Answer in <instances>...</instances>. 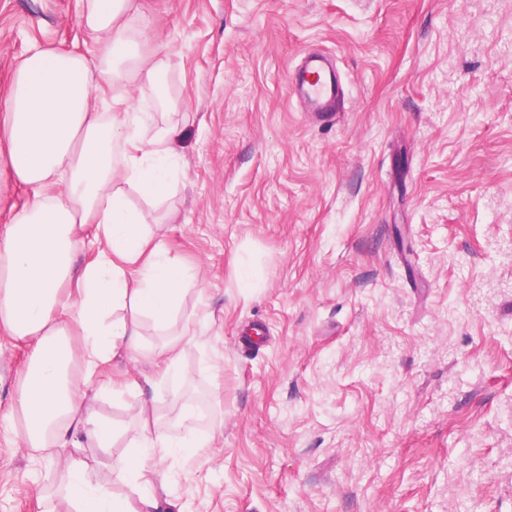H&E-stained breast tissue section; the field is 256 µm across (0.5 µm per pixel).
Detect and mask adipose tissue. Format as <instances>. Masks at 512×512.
Segmentation results:
<instances>
[{
  "mask_svg": "<svg viewBox=\"0 0 512 512\" xmlns=\"http://www.w3.org/2000/svg\"><path fill=\"white\" fill-rule=\"evenodd\" d=\"M84 27L97 42L94 56L61 48L39 49L15 70L0 99V129L7 166L32 195L0 235V325L34 344L31 366L13 391L12 413L27 447L66 455V492L74 512H160L151 462L197 454L214 431L197 428L188 403L172 404L165 430L151 428L155 401L143 398L142 422L133 432L135 453L115 464L138 489V503L99 485L78 448L111 447L119 430L77 394L71 370L117 355L149 357L160 380L182 385L181 356L189 341L177 327L212 323V313H185L198 283L179 255L148 232V216L123 200L124 186L160 198L175 168L176 126H156L144 104L164 89L166 61L143 54L150 22L138 0H85ZM132 76L137 99H107L105 90ZM106 248L86 263L78 258L85 233ZM153 326L157 342L147 340Z\"/></svg>",
  "mask_w": 512,
  "mask_h": 512,
  "instance_id": "ef3b65f1",
  "label": "adipose tissue"
}]
</instances>
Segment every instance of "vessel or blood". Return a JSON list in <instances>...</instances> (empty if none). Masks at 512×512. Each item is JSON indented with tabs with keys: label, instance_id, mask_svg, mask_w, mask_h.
<instances>
[{
	"label": "vessel or blood",
	"instance_id": "obj_1",
	"mask_svg": "<svg viewBox=\"0 0 512 512\" xmlns=\"http://www.w3.org/2000/svg\"><path fill=\"white\" fill-rule=\"evenodd\" d=\"M293 80L318 120H334L340 100V81L335 71L323 63L321 55H309Z\"/></svg>",
	"mask_w": 512,
	"mask_h": 512
}]
</instances>
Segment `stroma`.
<instances>
[{"label":"stroma","mask_w":512,"mask_h":512,"mask_svg":"<svg viewBox=\"0 0 512 512\" xmlns=\"http://www.w3.org/2000/svg\"><path fill=\"white\" fill-rule=\"evenodd\" d=\"M82 0H0V97L38 47L96 51ZM187 166L153 232L215 314L190 383L151 361L73 378L137 425L201 402L211 452L159 461L168 512H512V0H145ZM336 66L340 117L289 84ZM253 286L242 293L240 270ZM128 437L84 449L99 485ZM0 390V512H72Z\"/></svg>","instance_id":"obj_1"}]
</instances>
